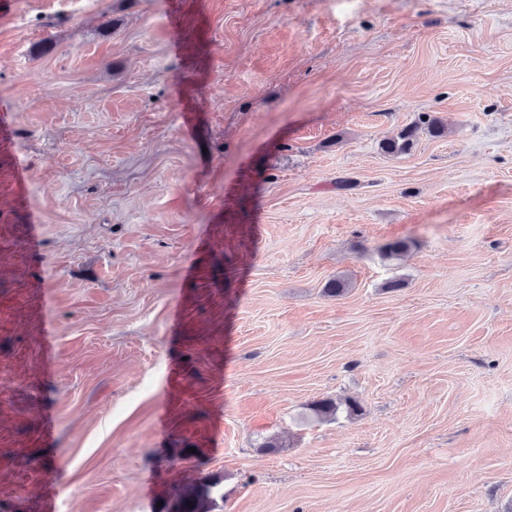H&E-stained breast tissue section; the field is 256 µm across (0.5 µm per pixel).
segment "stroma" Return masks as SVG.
Here are the masks:
<instances>
[{
	"label": "stroma",
	"instance_id": "1",
	"mask_svg": "<svg viewBox=\"0 0 512 512\" xmlns=\"http://www.w3.org/2000/svg\"><path fill=\"white\" fill-rule=\"evenodd\" d=\"M424 114L444 135L381 151ZM208 483L211 512H512V0L0 17V512Z\"/></svg>",
	"mask_w": 512,
	"mask_h": 512
}]
</instances>
